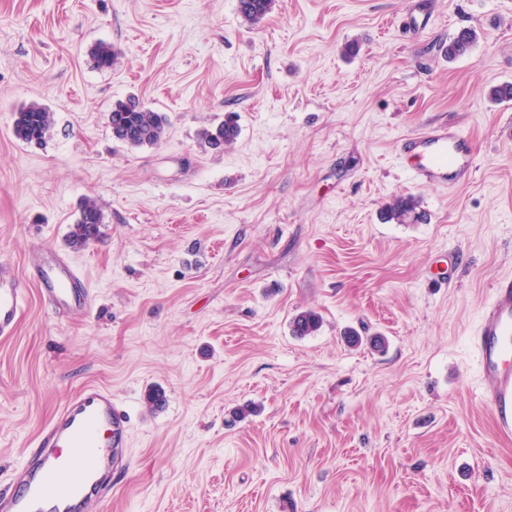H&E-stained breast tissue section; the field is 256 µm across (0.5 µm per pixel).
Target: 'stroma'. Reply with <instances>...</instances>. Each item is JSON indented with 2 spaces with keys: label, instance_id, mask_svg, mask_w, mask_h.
Masks as SVG:
<instances>
[{
  "label": "stroma",
  "instance_id": "obj_1",
  "mask_svg": "<svg viewBox=\"0 0 512 512\" xmlns=\"http://www.w3.org/2000/svg\"><path fill=\"white\" fill-rule=\"evenodd\" d=\"M464 27L476 45L445 58ZM504 83L512 0H284L257 29L237 0H0V262L27 298L0 338V490L100 384L132 417L104 512H512L473 345L512 277ZM131 96L167 117L157 145L113 138ZM32 102L54 119L38 144L12 133ZM229 115L236 140L209 146ZM443 121L475 175L415 185L399 142ZM401 195L426 222L384 220ZM86 197L101 235L73 249ZM51 251L82 270L84 315L42 301L27 259ZM306 310L322 325L294 335Z\"/></svg>",
  "mask_w": 512,
  "mask_h": 512
}]
</instances>
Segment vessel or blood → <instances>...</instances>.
I'll use <instances>...</instances> for the list:
<instances>
[{
    "instance_id": "vessel-or-blood-1",
    "label": "vessel or blood",
    "mask_w": 512,
    "mask_h": 512,
    "mask_svg": "<svg viewBox=\"0 0 512 512\" xmlns=\"http://www.w3.org/2000/svg\"><path fill=\"white\" fill-rule=\"evenodd\" d=\"M399 153L414 184L451 187L472 179L476 154L455 123L440 122L403 137ZM29 268L55 308L85 314L90 292L65 256L36 254ZM25 302L15 276L0 268V337L12 335ZM482 396L501 431H512V278L499 281L473 338ZM131 427L127 408L109 389L87 385L75 393L34 439L17 483L0 492V512H101L112 473L125 463Z\"/></svg>"
}]
</instances>
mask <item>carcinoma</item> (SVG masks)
Listing matches in <instances>:
<instances>
[{
    "mask_svg": "<svg viewBox=\"0 0 512 512\" xmlns=\"http://www.w3.org/2000/svg\"><path fill=\"white\" fill-rule=\"evenodd\" d=\"M278 5V0H239L238 11L244 22L251 27L262 25L266 17ZM478 41V33L466 29L462 34L454 35L445 46V55L453 60L468 53ZM90 55L99 69H109L116 54L112 45L100 42L93 46ZM108 123L112 137L130 146H154L164 136L167 126L166 117L140 105L135 98L117 103L108 114ZM51 125V113L38 103L19 108L14 115L13 134L24 143H40ZM238 136V125L228 117L216 130L205 129L202 137L209 144L221 138L223 144L232 143ZM385 219L397 224H416L425 220V213L419 209V202L412 196H397L386 205ZM103 216L95 200L86 198L79 206V217L71 226L68 242L74 248H80L97 239L101 232ZM299 328V335L316 333L322 324L321 317L314 311H304L293 318Z\"/></svg>",
    "mask_w": 512,
    "mask_h": 512,
    "instance_id": "cac0c4a2",
    "label": "carcinoma"
}]
</instances>
